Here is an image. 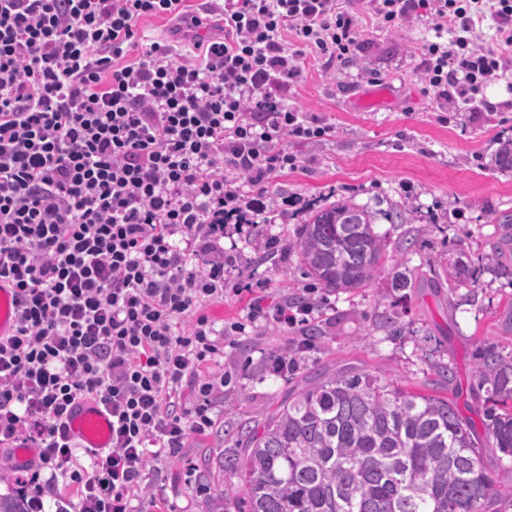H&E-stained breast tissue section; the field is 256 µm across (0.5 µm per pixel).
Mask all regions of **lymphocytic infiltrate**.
<instances>
[{
  "label": "lymphocytic infiltrate",
  "instance_id": "1",
  "mask_svg": "<svg viewBox=\"0 0 512 512\" xmlns=\"http://www.w3.org/2000/svg\"><path fill=\"white\" fill-rule=\"evenodd\" d=\"M423 7L452 35L422 47L439 97L471 100L512 66V0H493L481 48L478 0H371L390 25ZM212 15L223 31L202 36ZM153 17L180 41H146ZM293 39L341 65L357 21L339 0H208L198 14L186 0H0V281L17 305L0 336V445H34L78 512H134L149 461L213 423L224 377L204 368L223 348L204 309L224 298V226L264 223L250 189L297 165L269 153L277 135L326 132L267 93L299 74ZM186 381L196 400L179 411ZM85 399L112 414L107 450L68 434Z\"/></svg>",
  "mask_w": 512,
  "mask_h": 512
}]
</instances>
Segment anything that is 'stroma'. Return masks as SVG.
<instances>
[{
  "label": "stroma",
  "instance_id": "obj_1",
  "mask_svg": "<svg viewBox=\"0 0 512 512\" xmlns=\"http://www.w3.org/2000/svg\"><path fill=\"white\" fill-rule=\"evenodd\" d=\"M343 7L358 21L353 60L329 67L306 52L297 60L301 74L295 82L267 88L328 132L313 140L274 139L270 150L294 154L299 166L271 175L265 188L270 223L226 229L224 248L237 260L224 272L223 301L206 313L219 327L243 322L246 333L225 337L223 356L209 367L229 378L212 399L213 426L188 433L178 454L151 459L145 491L134 502L137 512H224L225 497L239 488L224 471V450L237 439L229 423L263 424L301 377L315 370L353 366L428 396L456 389L460 414L476 433L484 431L474 364L483 341L512 351V277L483 274V286L472 297L457 288L452 310L441 289L420 283L397 291L385 276L351 292L313 288L297 271L289 247L310 206L345 198L373 210L395 203L413 227L432 225L431 233L417 236L403 252L402 227L375 224L386 242L387 264L403 262L424 272L428 261L455 259L461 249L474 257L488 251L499 234L495 216L512 215V172L494 165L501 143L512 139V71L483 88L481 100L491 102L492 110L481 101L437 99L421 80V46L434 37L427 16L390 28L368 16L367 0H344ZM379 87L387 89V98L374 111L360 110V100ZM265 235L279 242V253L270 259L260 243ZM295 296L315 304L311 322L323 331L315 341L271 315ZM257 302L267 314L248 322ZM387 317L403 326L402 335L382 328ZM282 357L291 360L292 372H273ZM439 362L452 368L453 387L439 383L432 369Z\"/></svg>",
  "mask_w": 512,
  "mask_h": 512
}]
</instances>
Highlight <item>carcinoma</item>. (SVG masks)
<instances>
[{
	"instance_id": "cac0c4a2",
	"label": "carcinoma",
	"mask_w": 512,
	"mask_h": 512,
	"mask_svg": "<svg viewBox=\"0 0 512 512\" xmlns=\"http://www.w3.org/2000/svg\"><path fill=\"white\" fill-rule=\"evenodd\" d=\"M512 171V140L495 156ZM409 224L392 205L376 212L349 201L309 210L294 249L298 270L329 292L368 287L381 275L392 288L412 287V273L387 268L377 219ZM491 252L446 273L477 293L481 273L512 275V216ZM475 376L484 389V430L492 447L512 457V353L483 349ZM243 448L224 449V471L240 480L224 505L234 512H508L512 469L495 473L459 415L456 402L407 391L354 367L315 372L269 416L262 429L239 427ZM0 512H34L18 493L0 495Z\"/></svg>"
}]
</instances>
